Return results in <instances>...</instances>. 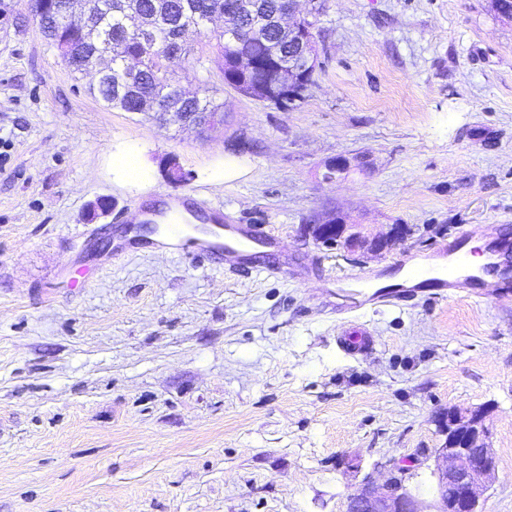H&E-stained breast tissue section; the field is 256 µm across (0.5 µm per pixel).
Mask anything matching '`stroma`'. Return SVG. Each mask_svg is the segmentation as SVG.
<instances>
[{"instance_id":"stroma-1","label":"stroma","mask_w":512,"mask_h":512,"mask_svg":"<svg viewBox=\"0 0 512 512\" xmlns=\"http://www.w3.org/2000/svg\"><path fill=\"white\" fill-rule=\"evenodd\" d=\"M314 35L315 82L285 110L225 85L198 36L224 107L205 140L107 108L27 0H0V512H346L410 454L428 506L435 416L483 405L499 471L480 510L512 512V294L370 307L355 357L327 308L364 273L512 225V21L490 0H326ZM339 154L364 162L323 182ZM182 193L272 230L289 275L120 250L137 204ZM330 213L408 240L319 246L306 224Z\"/></svg>"}]
</instances>
